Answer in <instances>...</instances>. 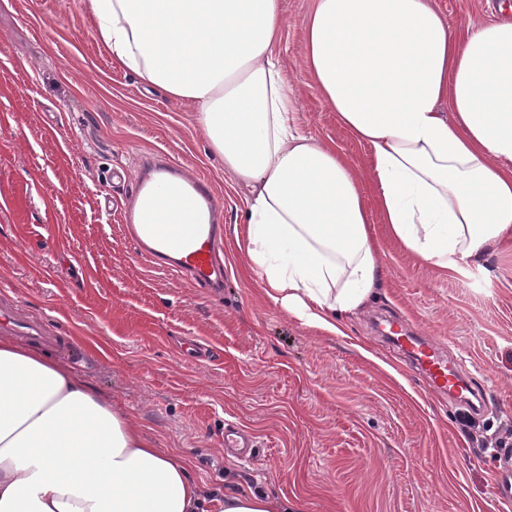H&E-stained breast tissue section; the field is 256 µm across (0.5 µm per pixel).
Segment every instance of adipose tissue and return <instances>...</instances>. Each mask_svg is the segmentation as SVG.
<instances>
[{"label":"adipose tissue","mask_w":512,"mask_h":512,"mask_svg":"<svg viewBox=\"0 0 512 512\" xmlns=\"http://www.w3.org/2000/svg\"><path fill=\"white\" fill-rule=\"evenodd\" d=\"M113 63L189 102L245 205L235 233L267 300L338 333L384 280L376 227L443 270L512 238V22L456 33L433 0H313L305 65L368 150L366 192L301 130L278 55L284 0H85ZM138 208L151 245L194 239L174 181ZM186 458L154 447L68 365L0 338V512H203Z\"/></svg>","instance_id":"adipose-tissue-1"}]
</instances>
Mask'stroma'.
Segmentation results:
<instances>
[{
	"instance_id": "1",
	"label": "stroma",
	"mask_w": 512,
	"mask_h": 512,
	"mask_svg": "<svg viewBox=\"0 0 512 512\" xmlns=\"http://www.w3.org/2000/svg\"><path fill=\"white\" fill-rule=\"evenodd\" d=\"M281 43L304 132L333 143L364 186L367 150L304 64L312 0H284ZM206 176L224 205L228 280L215 298L155 266L99 208L132 191L146 153ZM115 167L129 180L110 186ZM0 290L72 336L67 358L155 447L188 458L210 493L262 492L288 512H512L494 495L512 452V239L444 271L376 227L385 270L331 336L270 305L235 244L242 198L190 108L114 65L84 0H0ZM431 343L484 398L450 400L385 337ZM255 458L224 454V424Z\"/></svg>"
}]
</instances>
